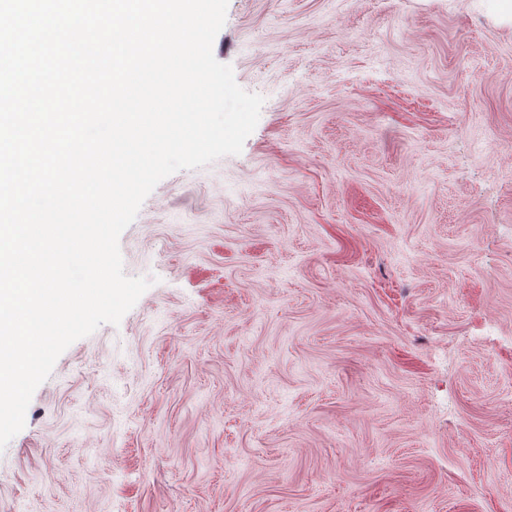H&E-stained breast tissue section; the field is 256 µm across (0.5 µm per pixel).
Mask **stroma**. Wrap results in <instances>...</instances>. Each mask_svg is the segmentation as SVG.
<instances>
[{
  "instance_id": "35a3bbf8",
  "label": "stroma",
  "mask_w": 512,
  "mask_h": 512,
  "mask_svg": "<svg viewBox=\"0 0 512 512\" xmlns=\"http://www.w3.org/2000/svg\"><path fill=\"white\" fill-rule=\"evenodd\" d=\"M229 0L264 103L119 239L151 278L0 451V512H512V22Z\"/></svg>"
}]
</instances>
